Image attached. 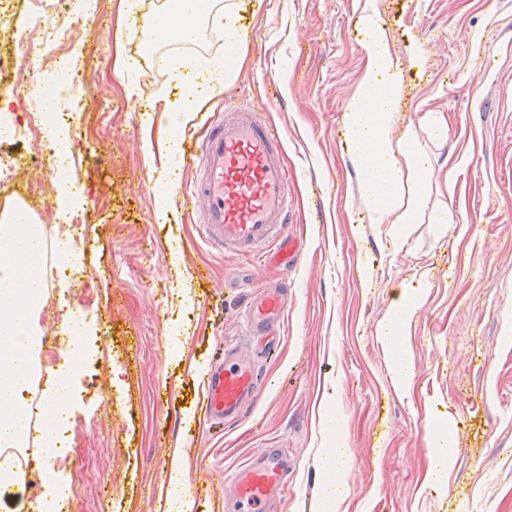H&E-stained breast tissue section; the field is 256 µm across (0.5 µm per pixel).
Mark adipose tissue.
I'll return each instance as SVG.
<instances>
[{"label": "adipose tissue", "instance_id": "adipose-tissue-1", "mask_svg": "<svg viewBox=\"0 0 512 512\" xmlns=\"http://www.w3.org/2000/svg\"><path fill=\"white\" fill-rule=\"evenodd\" d=\"M210 15L203 0H164L147 27L144 40L178 27L181 37L197 33ZM369 67L361 90L346 107L344 142L357 163L364 197L370 202L377 223H414L420 201L431 180L416 145L412 128L398 129L396 64L379 30H372L366 45ZM238 60L229 53L223 62L197 57L182 58L175 75L183 84L182 104L155 113L146 109L147 124H159L165 135L184 129L189 112L205 99L209 88L221 83ZM43 228L36 223L18 224L12 216L0 217V447L20 448L28 430L26 409L16 396L34 378L33 353L40 340L35 317L43 305L42 269L23 275L25 257L44 252Z\"/></svg>", "mask_w": 512, "mask_h": 512}]
</instances>
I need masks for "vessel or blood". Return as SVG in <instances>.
<instances>
[{
    "mask_svg": "<svg viewBox=\"0 0 512 512\" xmlns=\"http://www.w3.org/2000/svg\"><path fill=\"white\" fill-rule=\"evenodd\" d=\"M269 109L266 103L229 104L202 140L184 137L180 163L195 168L196 176L182 205L197 215L212 249L285 270L300 259V238L288 230L294 179L284 164V136L266 118ZM287 312L284 279L249 300L243 325L250 346H225L223 362L205 374L203 422L240 423L270 389L254 355L275 351ZM294 466L284 449H260L228 480V512H269Z\"/></svg>",
    "mask_w": 512,
    "mask_h": 512,
    "instance_id": "1",
    "label": "vessel or blood"
}]
</instances>
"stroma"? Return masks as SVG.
<instances>
[{
	"mask_svg": "<svg viewBox=\"0 0 512 512\" xmlns=\"http://www.w3.org/2000/svg\"><path fill=\"white\" fill-rule=\"evenodd\" d=\"M89 0L79 17L54 16L62 38H18L31 25L14 0L0 53L20 68L67 56L79 87L56 100L70 164L58 174L41 139L24 132L40 102L28 81L0 83L21 135L0 143L15 161L0 177V206L34 199L43 224L45 305L39 326L78 347L55 366L34 353L23 402L29 441L20 452L26 489L0 488V512H41L67 490L63 512H225L224 476L260 448L296 461L272 512H321L323 449L351 458L338 512H512V0H229L244 39L242 61L188 126L203 133L224 100L280 94L269 118L285 137L297 184L294 222L306 238L300 263L273 267L211 249L180 205L155 217L157 179L177 188L191 174L169 153L143 109L178 104L172 62L223 57L224 27L209 20L199 41L147 48L144 23L161 0ZM381 26L398 64L399 127H413L434 177L415 223H376L343 141V106L367 66L365 18ZM125 53L134 70L116 74ZM447 122L448 137L435 126ZM447 211L444 224L430 222ZM86 219L73 251L75 280L57 286L62 214ZM287 277L282 344L260 364L271 389L240 424L200 426L199 381L225 345L244 343L241 309L263 284ZM421 300L405 338L410 374L397 380L379 329L401 285ZM70 383L52 433L65 467L44 465L41 397L57 376ZM452 433L454 462L438 470L433 428ZM182 474L179 499L168 492Z\"/></svg>",
	"mask_w": 512,
	"mask_h": 512,
	"instance_id": "35a3bbf8",
	"label": "stroma"
}]
</instances>
